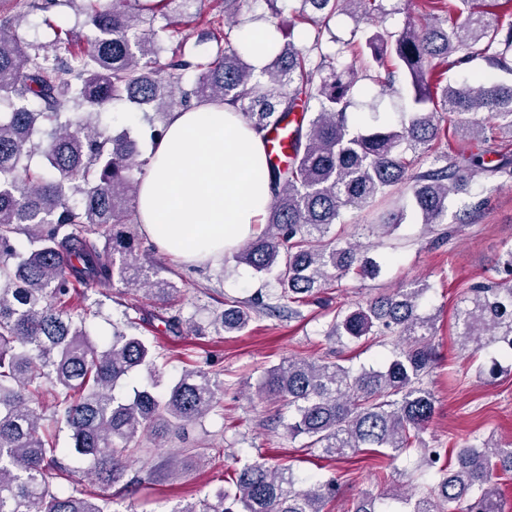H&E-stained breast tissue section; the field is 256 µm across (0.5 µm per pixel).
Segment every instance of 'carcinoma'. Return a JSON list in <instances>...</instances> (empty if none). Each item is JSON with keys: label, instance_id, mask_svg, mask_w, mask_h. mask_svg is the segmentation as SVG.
<instances>
[{"label": "carcinoma", "instance_id": "carcinoma-1", "mask_svg": "<svg viewBox=\"0 0 512 512\" xmlns=\"http://www.w3.org/2000/svg\"><path fill=\"white\" fill-rule=\"evenodd\" d=\"M82 2L87 34L76 66L61 72L44 54L47 46L20 35L0 19V512H108L83 488L92 478L133 488L141 473L159 469L143 436L160 442L200 425L218 406L224 382L192 366L171 384L157 373L155 345L125 317L101 342L86 317L69 306L79 287L110 288L116 281L164 301L178 292L161 269L135 255L138 183L130 172L147 164L129 133L112 135L80 113L99 112L114 100L146 112L204 104L229 105L268 140L281 118L301 112L291 138V159L267 163L272 199L264 231L243 244L234 259L258 273H274L280 292L233 301L208 322L219 334L245 331L253 314L299 315L292 305L347 276L379 272L362 245L334 232L343 211L369 210L372 228L388 234L413 214L427 227L448 220L451 195L491 171L479 159L460 166L436 149L440 118L468 140H487L492 128L512 131V84L488 77L473 86L449 80L448 69L481 57L509 69L512 26L477 0H426V23L409 18L397 32L372 26L385 21L384 0H219L209 19L211 51L180 50L159 61L163 44L189 35L155 26L171 5L188 0H29L51 17ZM292 12L288 27L309 24L310 45L287 33L269 65L254 73L233 40L244 24ZM346 15L351 38L334 39L323 52L330 22ZM378 68L380 90L402 76L413 89L408 119L400 125L363 123L352 130V106L364 52ZM486 112L488 116L479 117ZM43 159L38 171L28 157ZM412 156H407V153ZM431 159L424 170L414 163ZM25 228L30 249L21 253L14 234ZM503 277L470 289L456 310L461 352L491 349L512 354V249L498 266ZM428 286L399 288L364 305L340 307L326 335L338 343L389 339L392 357L379 367L353 369L336 361L285 358L266 370L259 394L284 401L288 432L327 457L382 448L390 462L410 454L434 414L424 379L435 365V317L420 312ZM180 336L196 327L179 315L161 318ZM55 409L45 423V397ZM70 432L59 448L52 425ZM85 463L76 473L63 462ZM139 463L138 474L132 473ZM426 466L436 481L417 492L404 484L363 495L353 512H382L380 498L407 505L405 512H501L494 473L512 472V448L490 440L466 445L456 466L441 464L432 448ZM336 480L301 479L291 468L245 464L228 489L170 512H323L336 496Z\"/></svg>", "mask_w": 512, "mask_h": 512}]
</instances>
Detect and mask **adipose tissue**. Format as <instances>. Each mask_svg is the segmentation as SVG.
Here are the masks:
<instances>
[{"label":"adipose tissue","mask_w":512,"mask_h":512,"mask_svg":"<svg viewBox=\"0 0 512 512\" xmlns=\"http://www.w3.org/2000/svg\"><path fill=\"white\" fill-rule=\"evenodd\" d=\"M255 70L277 52L279 34L242 32ZM263 139L229 106L173 112L140 183L142 230L163 254L202 264L233 253L257 232L271 202Z\"/></svg>","instance_id":"adipose-tissue-1"}]
</instances>
